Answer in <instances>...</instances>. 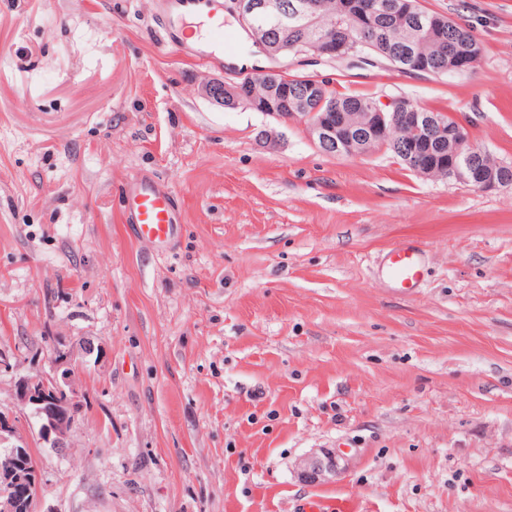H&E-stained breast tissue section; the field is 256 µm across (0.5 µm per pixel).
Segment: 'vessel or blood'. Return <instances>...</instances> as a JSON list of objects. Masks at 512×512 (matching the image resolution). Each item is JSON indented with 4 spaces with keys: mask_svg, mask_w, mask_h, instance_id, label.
Segmentation results:
<instances>
[{
    "mask_svg": "<svg viewBox=\"0 0 512 512\" xmlns=\"http://www.w3.org/2000/svg\"><path fill=\"white\" fill-rule=\"evenodd\" d=\"M172 16L206 12L209 26L204 36L208 56L223 60L234 55L240 37L224 28V8L221 0H169ZM126 223L135 227L138 238L159 246H168L176 231V208L172 195L154 182L137 180L129 183L123 192ZM378 272L393 288L410 292L418 288L424 278L425 264L419 248L407 245L390 248Z\"/></svg>",
    "mask_w": 512,
    "mask_h": 512,
    "instance_id": "b4317fda",
    "label": "vessel or blood"
}]
</instances>
